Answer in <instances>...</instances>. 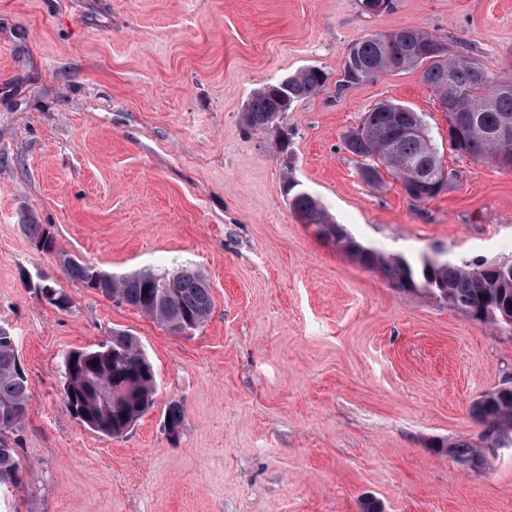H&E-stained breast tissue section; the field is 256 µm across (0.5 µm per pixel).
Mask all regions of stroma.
Returning <instances> with one entry per match:
<instances>
[{
    "label": "stroma",
    "mask_w": 512,
    "mask_h": 512,
    "mask_svg": "<svg viewBox=\"0 0 512 512\" xmlns=\"http://www.w3.org/2000/svg\"><path fill=\"white\" fill-rule=\"evenodd\" d=\"M406 25L512 78V0L376 15L360 0H0V327L30 395L8 437L24 483L0 486V512H512V448L476 469L436 448L483 446L471 407L512 386V327L394 286L284 191L293 176L388 256L512 259V167L449 151L421 69L338 88L353 42ZM308 66L323 91L269 128L242 125L256 90ZM382 99L424 115L454 174L429 201L386 172L365 180L344 147ZM68 256L117 277L193 269L211 313L171 333L69 279ZM115 329L138 339L156 393L110 438L67 412L62 360ZM23 229L40 252L51 254L56 245L53 235L41 224H24Z\"/></svg>",
    "instance_id": "stroma-1"
}]
</instances>
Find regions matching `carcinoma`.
Instances as JSON below:
<instances>
[{"label":"carcinoma","instance_id":"carcinoma-1","mask_svg":"<svg viewBox=\"0 0 512 512\" xmlns=\"http://www.w3.org/2000/svg\"><path fill=\"white\" fill-rule=\"evenodd\" d=\"M361 68L352 75L343 66L339 80L343 90L353 89L373 81L382 74L404 69H422L423 81L440 100L456 91L466 95L469 108L464 112L447 113L457 135L449 140V148L463 156L491 159L504 152L512 155V136L499 138L503 121L512 120V80L497 79L504 86L493 91L483 70L470 57L454 52L447 46L444 56L436 57L433 48L441 45L435 35L417 27L404 26L392 31L366 35L355 42ZM326 84L325 73L309 67L288 77L291 101L315 95ZM280 111L276 95L267 85L255 92L242 113L249 129L272 125L273 115ZM420 114L405 112L367 111L368 127L361 135L345 138L347 151L358 157L372 159L404 181L412 175L430 169L441 162L440 152L431 150L422 136L404 133L415 125ZM285 192L290 207L307 217L320 236L338 244L362 264L380 271L401 288L420 286L437 299L461 307L476 319L498 322L501 310L512 309V278L488 266L479 273L468 263L448 260L430 262L421 259L416 267L396 256L385 258L364 247L343 225L336 223L307 192L289 181ZM25 233L40 252L51 254L56 245L53 235L41 224L22 225ZM64 269L85 288L121 305L132 306L162 323L175 333L192 331L202 325L212 308L208 282L198 272L180 271L158 274L151 271L115 278L98 267L67 257ZM505 321V320H503ZM512 325V320L505 321ZM63 365L64 405L72 410L76 405L87 416L86 425L108 437L120 436L154 405V372L136 337L114 330L108 344L95 349L67 354ZM97 365H92V362ZM29 393L27 380L17 355L15 338L0 328V483L18 486L22 483V468L14 457V449L5 436L21 429L27 412ZM473 414L488 425L485 439L496 448L512 447V397L490 391L473 405ZM438 448L449 452L463 465L476 469L482 458L475 446L460 441Z\"/></svg>","mask_w":512,"mask_h":512}]
</instances>
